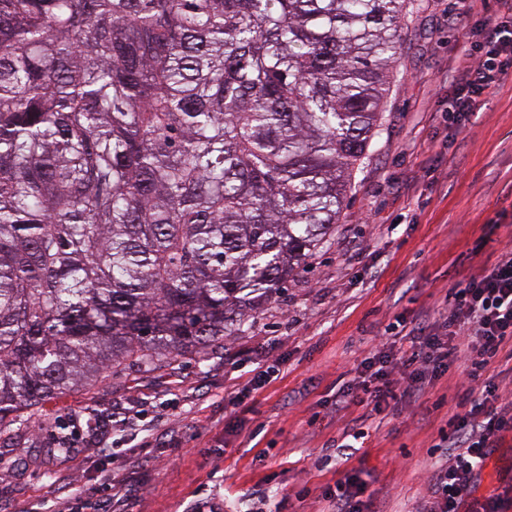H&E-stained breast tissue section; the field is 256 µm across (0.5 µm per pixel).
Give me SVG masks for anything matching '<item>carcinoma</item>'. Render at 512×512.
<instances>
[{
    "label": "carcinoma",
    "instance_id": "carcinoma-1",
    "mask_svg": "<svg viewBox=\"0 0 512 512\" xmlns=\"http://www.w3.org/2000/svg\"><path fill=\"white\" fill-rule=\"evenodd\" d=\"M407 0H0V427L204 359L336 224Z\"/></svg>",
    "mask_w": 512,
    "mask_h": 512
}]
</instances>
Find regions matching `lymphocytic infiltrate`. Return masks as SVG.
<instances>
[{
    "instance_id": "f902f5d3",
    "label": "lymphocytic infiltrate",
    "mask_w": 512,
    "mask_h": 512,
    "mask_svg": "<svg viewBox=\"0 0 512 512\" xmlns=\"http://www.w3.org/2000/svg\"><path fill=\"white\" fill-rule=\"evenodd\" d=\"M483 18L466 33L465 46L454 60L456 72L448 97V124L463 131L484 107L501 76L512 69V0ZM405 349L387 341L374 344L356 366L353 386L336 393L337 409L370 400L374 412L390 403L417 401L425 390L458 361L469 370L464 388L465 410L452 413L450 431L441 438L445 450L426 480V493L413 512H498L496 498L474 497L481 471L504 433L512 431V390L482 383L499 357L512 360V247L450 289L436 320L404 336ZM339 477L321 497L331 512H364L368 483L348 457L338 461Z\"/></svg>"
}]
</instances>
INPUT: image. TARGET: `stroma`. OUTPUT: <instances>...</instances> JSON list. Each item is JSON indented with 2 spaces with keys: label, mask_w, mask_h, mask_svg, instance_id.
<instances>
[{
  "label": "stroma",
  "mask_w": 512,
  "mask_h": 512,
  "mask_svg": "<svg viewBox=\"0 0 512 512\" xmlns=\"http://www.w3.org/2000/svg\"><path fill=\"white\" fill-rule=\"evenodd\" d=\"M497 0H412L381 123L356 169L336 228L307 270L260 305L207 361L127 363L0 427V512H53L59 497L96 502L121 483L128 512H191L238 502L255 483L272 512H324L344 428L336 393L389 323L434 321L441 299L512 244V72L468 129L448 126L462 35ZM454 363L418 405L376 415L350 463L370 484L368 512H409L439 458L446 415L461 401ZM139 414L136 431L120 422ZM72 448L58 451L60 438ZM512 484V433L477 488Z\"/></svg>",
  "instance_id": "obj_1"
}]
</instances>
